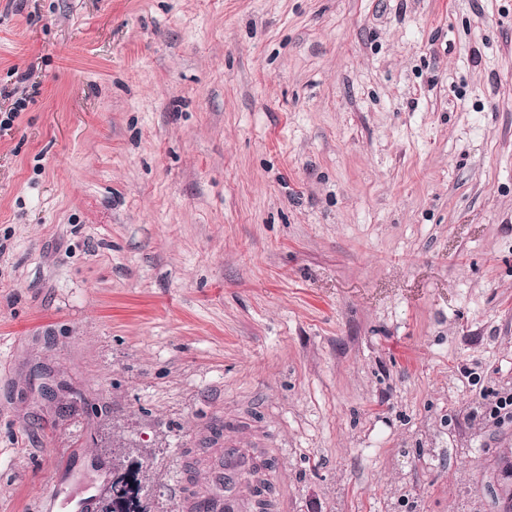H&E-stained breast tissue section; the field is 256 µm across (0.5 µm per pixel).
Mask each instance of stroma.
Here are the masks:
<instances>
[{
  "label": "stroma",
  "mask_w": 512,
  "mask_h": 512,
  "mask_svg": "<svg viewBox=\"0 0 512 512\" xmlns=\"http://www.w3.org/2000/svg\"><path fill=\"white\" fill-rule=\"evenodd\" d=\"M0 512H506L512 0H0ZM114 448V447H113ZM112 448V483L109 488L105 490L107 495L112 499L101 497L96 502V511L98 512H115L120 511L119 508L112 504L113 501L124 502L127 507L124 512H152L149 504L142 497V464H128L127 454L123 448ZM128 464V465H127ZM132 469H136L138 474L139 489L134 491L128 483L126 476ZM132 493V495H130ZM187 483L183 485L182 492H181V503L182 508L185 510L195 511L197 510V504L198 501H204V510H207V512H224V510H231L228 512H236L237 506L235 502L231 499L224 500L223 497H205V498H198L191 489V485L193 482L187 480Z\"/></svg>",
  "instance_id": "1"
}]
</instances>
